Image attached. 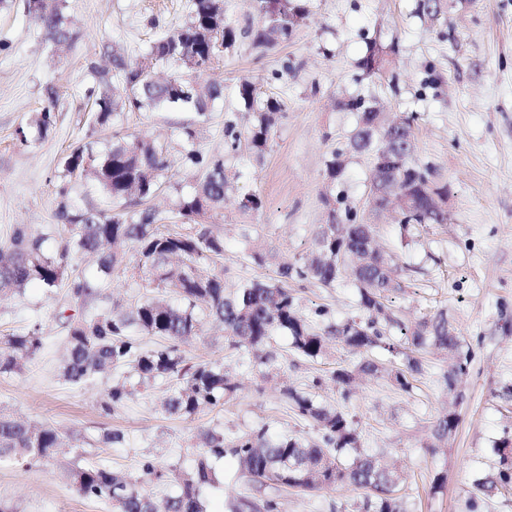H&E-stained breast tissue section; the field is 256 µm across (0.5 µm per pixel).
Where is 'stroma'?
<instances>
[{
  "instance_id": "stroma-1",
  "label": "stroma",
  "mask_w": 512,
  "mask_h": 512,
  "mask_svg": "<svg viewBox=\"0 0 512 512\" xmlns=\"http://www.w3.org/2000/svg\"><path fill=\"white\" fill-rule=\"evenodd\" d=\"M24 3L6 0L0 6V245L14 225L25 224L46 236L56 252L64 246L54 218L60 159L92 131L85 94L103 76L115 91L123 89L104 46L141 58L152 34L186 21L188 0H58L73 33L61 51L30 20ZM415 8L416 0H310L308 17L288 38L272 46L240 39L207 73L208 81L224 87V104L210 119L191 111L132 112L123 127L174 140L181 125L192 124L200 131L201 149L220 154L225 115L235 113L239 126L249 123L238 83L250 80L276 96L282 110L266 150L247 159L223 209L206 219L224 237L226 284L274 276L273 266L249 258L244 230L257 232L278 261H294L311 251L328 220L324 195L337 192L343 207L373 225L379 245L399 266L404 287L394 294L396 315L410 326L427 312L447 311L449 328L471 354L456 392L443 389L448 357L434 349L421 355L409 392L383 375L342 394L329 381L330 371L354 366L363 355L333 342L311 361L298 356L287 337H275L270 348L277 360L265 371L228 350L223 327L207 316L182 349L190 362L222 364L242 387L223 408L190 418L171 414L162 407L171 379L143 383L127 367L79 387L61 376L65 319L109 313L149 296L137 270L108 280L84 305L69 300L66 288L49 294L32 284L23 296L0 300V332L23 333L37 324L44 338L21 372L0 376V409L58 428L65 445L32 469L0 461V500L17 512H113L108 502L79 497L67 478L69 469L104 464L130 476L159 505L177 491L171 468L193 464L200 431L215 429L230 440L265 427L319 441L318 430L283 397L288 385L353 418L362 448L384 454L400 473L404 512H473L472 483L494 473L493 449L512 432V0H443L433 22L421 21ZM373 42L393 50L379 74L359 65ZM50 86L57 92L52 99L46 94ZM355 97L375 102L390 116L415 114V157L431 166L434 186L445 191L446 223L424 225L405 237L396 206L371 208L370 157L349 146L360 121L346 102ZM46 108L56 116L47 137L20 145L17 129ZM334 156L342 171L332 182L326 163ZM247 193L261 196L262 209H239L237 200ZM293 294L305 316L319 305L339 321L359 313L358 293L348 279L331 288L297 285ZM318 376L323 386L313 385ZM118 382L134 394L104 413L102 395ZM447 408L456 412L458 426L439 441L432 428ZM109 430L123 432L124 443L103 444ZM146 457L166 469L164 478L142 473ZM212 466L219 477L203 493L206 512H229L241 497L275 500L278 512H358L364 497L348 485L304 492L258 487L228 456ZM438 477L443 487L436 492L432 483Z\"/></svg>"
}]
</instances>
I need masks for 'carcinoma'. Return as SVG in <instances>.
I'll list each match as a JSON object with an SVG mask.
<instances>
[{
    "instance_id": "1",
    "label": "carcinoma",
    "mask_w": 512,
    "mask_h": 512,
    "mask_svg": "<svg viewBox=\"0 0 512 512\" xmlns=\"http://www.w3.org/2000/svg\"><path fill=\"white\" fill-rule=\"evenodd\" d=\"M254 7L264 23L263 29L253 35L258 46L270 44L272 35L288 36L308 14L305 0H254ZM33 21L54 41L70 39L67 18L57 6L43 5L41 17ZM237 41L238 32L228 19L224 0H190L188 20L153 41L143 60L112 55V62L123 72L125 94H114L103 78L88 89L93 125L115 128L125 114L136 111L190 110L206 116L224 99V91L198 82L194 74L235 49ZM385 55L383 48L373 43L360 66L377 74L383 70ZM153 61L170 64L176 75L163 83L149 82L144 63ZM237 95L250 112L251 121L244 129L233 116L224 119L222 154L204 153L197 145L198 131L192 124L181 126L177 142L146 136L128 138L115 130L102 148L91 135L73 146L61 160L69 180L59 187L55 213L66 246L50 253L44 247L43 236L34 234L25 224L15 226L6 245L0 247V297L20 296L31 283L49 292L64 283L71 299L85 304L99 294L102 285L82 274L72 264L73 256L95 255L100 271L110 276L124 265L125 254L118 246L131 245L147 287L155 289L156 294L137 301L121 314H101L69 324L63 378L81 386L96 375L130 365L143 380H174L175 387L163 408L187 417L224 406L238 390L224 369L205 362L190 365L180 349L184 339L197 334L202 305L208 315L224 323L228 348L266 367L275 362L274 353L267 347L278 335L288 336L295 352L313 361L323 357L327 342L334 340L351 350L380 348L402 356L403 366L391 369L388 375L400 389L409 391L420 372L417 355L433 347L450 355L442 382L446 391L455 392L459 377L470 363V354L460 351L458 337L448 329L447 312L440 309L410 327L394 315L392 293L403 287L396 276L398 266L380 250L367 255L364 246L373 227L359 223L358 213L350 209L345 210L347 224L343 226L336 224V209H331L328 223L315 236L314 250L279 265L275 278L242 282L225 292L224 275L212 272L224 257V237L213 233L202 218L224 206L225 190L241 176L228 161L241 158L246 150L263 153L281 108L277 98L259 92L249 81L239 83ZM347 107L360 114L362 123L350 139L353 148L359 152L379 151L375 128L391 122L364 98L349 100ZM54 123L51 110H42L27 129L19 130V142L27 143L30 135L44 138ZM175 151L195 174L187 191L168 176ZM397 170L406 185L423 182L432 175L430 166L416 162L412 146L400 154ZM72 179L95 184L112 202V208L78 205L71 197ZM166 188L176 192L173 222L152 205ZM428 222L444 224L446 215L442 212L430 219L421 197L416 198L413 211L401 213L400 224L406 231ZM345 276L358 290L361 317L329 321L322 329L314 330L299 313L289 284L330 287ZM391 328L403 336L404 347L387 336ZM139 336H160L166 343L145 348L137 341ZM41 347L37 327L8 337L0 348V376L21 370ZM381 371L376 361L365 359L351 368L332 370L330 379L348 391L357 379ZM130 395L125 385H112L104 391L101 408L109 414L124 405ZM283 395L298 415L313 423L321 433V442L309 443L289 434L272 436L262 427L226 444L224 434L205 431L193 468L179 476V491L167 501L168 512H202L199 495L213 482L211 461L226 455L232 456L239 471L254 481L268 475L273 482L301 490L353 485L365 490L360 512H401L402 502L396 496L400 474L383 457L360 448L353 420L294 388H285ZM457 425L456 413L444 411L435 425L434 437L447 438ZM61 444L55 427L28 424L0 412V460L36 465L50 458ZM494 451L498 457L496 473L476 478L473 487L483 496L505 497L512 494V439H501ZM70 477L79 496L108 501L115 512H155L147 495L108 466L76 468ZM233 509L276 512L277 503L268 499L259 506L238 499Z\"/></svg>"
}]
</instances>
